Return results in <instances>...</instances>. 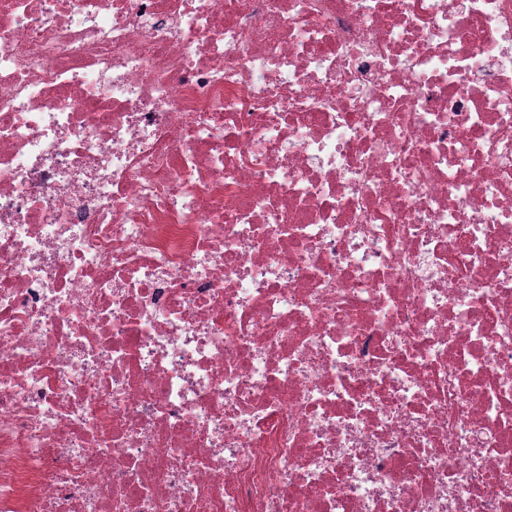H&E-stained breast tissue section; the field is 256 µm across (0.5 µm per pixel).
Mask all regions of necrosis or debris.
<instances>
[{
	"label": "necrosis or debris",
	"mask_w": 512,
	"mask_h": 512,
	"mask_svg": "<svg viewBox=\"0 0 512 512\" xmlns=\"http://www.w3.org/2000/svg\"><path fill=\"white\" fill-rule=\"evenodd\" d=\"M0 512H512V0H0Z\"/></svg>",
	"instance_id": "obj_1"
}]
</instances>
